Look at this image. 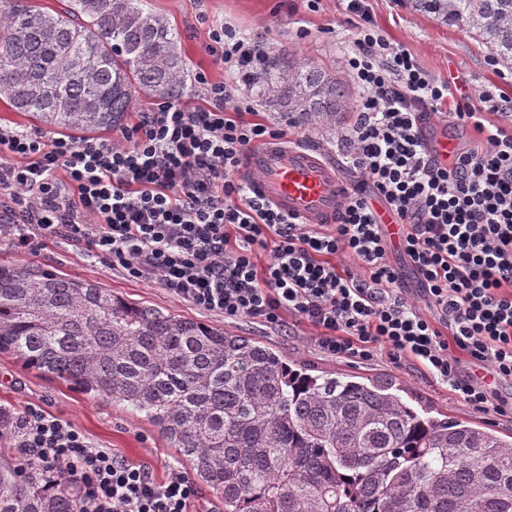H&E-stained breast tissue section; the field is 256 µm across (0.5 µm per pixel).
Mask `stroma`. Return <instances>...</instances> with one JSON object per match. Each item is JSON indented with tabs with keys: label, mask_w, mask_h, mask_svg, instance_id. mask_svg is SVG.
<instances>
[{
	"label": "stroma",
	"mask_w": 512,
	"mask_h": 512,
	"mask_svg": "<svg viewBox=\"0 0 512 512\" xmlns=\"http://www.w3.org/2000/svg\"><path fill=\"white\" fill-rule=\"evenodd\" d=\"M366 4L384 36L407 48L430 78L453 82L469 93L489 90L512 98V80L502 78L500 67L489 66L488 48L465 29L419 10L414 0H366ZM152 6L180 32L190 73L202 71L211 80H223L224 73L214 65L207 44L211 26L224 24L244 37L262 35L272 54L288 49L334 69L338 77L349 76L344 58L353 48L357 18L347 14L344 0H321L315 12L307 9L304 0H152ZM0 256L53 268L70 278L97 283L127 301L252 337L319 374L389 375L449 416L512 436V410H475L446 385L422 374L411 361L394 362L382 352L368 360L330 357L318 348V331L309 324L292 320L278 330L246 318L227 319L199 311L155 283L125 277L109 261L88 254L69 240L25 248L4 242L0 244ZM0 406L16 413L35 406L61 416L81 430L93 446L146 468L155 480H164L173 469L185 473L190 470L145 418L111 399L87 395L66 382L22 368L5 354L0 355Z\"/></svg>",
	"instance_id": "obj_1"
}]
</instances>
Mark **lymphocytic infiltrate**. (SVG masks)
<instances>
[{"instance_id": "lymphocytic-infiltrate-1", "label": "lymphocytic infiltrate", "mask_w": 512, "mask_h": 512, "mask_svg": "<svg viewBox=\"0 0 512 512\" xmlns=\"http://www.w3.org/2000/svg\"><path fill=\"white\" fill-rule=\"evenodd\" d=\"M347 10L360 19L345 59L359 99L336 139L344 169L362 180L335 224L303 223L240 178L252 147L286 132L239 120L251 104L236 85L260 74L270 52L223 26L210 30L209 51L224 80L195 76L205 106L159 102L116 142L0 125V240L78 242L128 278L228 318L276 329L293 316L320 328L328 355L410 359L489 410L492 382L512 380V132L486 126L484 112L511 113L512 100L482 91L458 101L381 34L365 0H347ZM439 115L480 132V147L439 162L420 131ZM376 199L400 226L401 264L389 259ZM259 249L268 253L261 268ZM336 255L357 259L360 272H339ZM409 274L418 296L405 286ZM457 351L487 377L461 376ZM11 436L28 469L79 487V512H190L199 496L182 471L156 482L38 408L16 416Z\"/></svg>"}]
</instances>
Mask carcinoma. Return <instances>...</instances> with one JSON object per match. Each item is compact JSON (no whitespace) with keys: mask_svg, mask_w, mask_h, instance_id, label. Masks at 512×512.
I'll return each mask as SVG.
<instances>
[{"mask_svg":"<svg viewBox=\"0 0 512 512\" xmlns=\"http://www.w3.org/2000/svg\"><path fill=\"white\" fill-rule=\"evenodd\" d=\"M512 66V0H416ZM178 30L151 0H0V96L62 133L118 122L139 88L186 92ZM250 87L288 123L334 130L349 87L284 56ZM0 354L158 428L224 512H512V439L423 402L388 375H313L269 346L126 301L89 281L0 261ZM0 512H78L0 457Z\"/></svg>","mask_w":512,"mask_h":512,"instance_id":"1","label":"carcinoma"}]
</instances>
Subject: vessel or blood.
<instances>
[{
	"mask_svg": "<svg viewBox=\"0 0 512 512\" xmlns=\"http://www.w3.org/2000/svg\"><path fill=\"white\" fill-rule=\"evenodd\" d=\"M254 189L266 201L307 224H331L349 191L341 168L300 144L268 141L251 162Z\"/></svg>",
	"mask_w": 512,
	"mask_h": 512,
	"instance_id": "1",
	"label": "vessel or blood"
}]
</instances>
